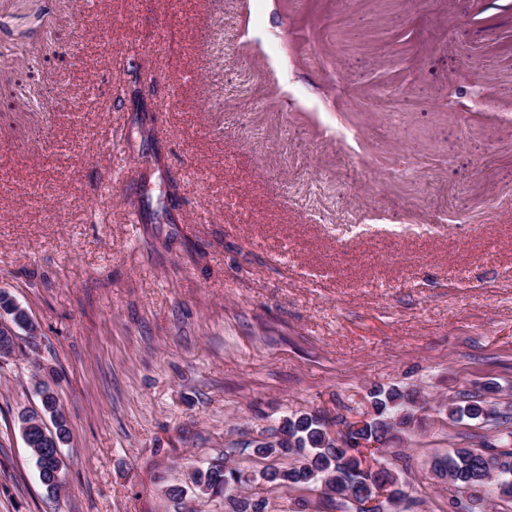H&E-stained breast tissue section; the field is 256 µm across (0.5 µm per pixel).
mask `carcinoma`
<instances>
[{
  "label": "carcinoma",
  "mask_w": 512,
  "mask_h": 512,
  "mask_svg": "<svg viewBox=\"0 0 512 512\" xmlns=\"http://www.w3.org/2000/svg\"><path fill=\"white\" fill-rule=\"evenodd\" d=\"M0 310L11 317L12 326L0 327V344L14 346L15 329L30 331L34 324L27 313L19 310L14 300L0 292ZM43 413L50 415L54 429L46 424L35 425L36 417L25 413L20 425L31 424L28 448L38 468L41 483L50 492L61 484L64 463L57 448L67 440V421L58 407L54 392L46 382L37 385ZM368 406L349 412L359 417L361 427L352 438L356 441L373 440L385 444L396 432L409 429L415 422L418 395L414 391L399 388H372L365 396ZM448 417L462 421H493L499 426L509 423V416L497 412L483 400H463L448 406ZM501 444H485L482 448H458L452 454L438 460L436 468L448 482L449 499L455 506L462 505L466 512H474L470 504L478 500L480 489L495 486L499 498L512 499V431ZM253 455L258 458H293L286 467L269 466L262 471V478L273 489H334L342 485L349 490L350 504L354 512H364L358 504L370 498L377 504L369 512H391L404 499L405 492L398 474L381 465L372 471L369 457L374 452L357 446L341 448L329 434V425L315 413L304 412L284 418L275 439L252 445ZM249 480L242 469L209 468L191 476V483L201 493H218L228 487H243ZM268 502L248 495L227 496V512H267Z\"/></svg>",
  "instance_id": "carcinoma-1"
}]
</instances>
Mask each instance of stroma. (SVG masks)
I'll return each mask as SVG.
<instances>
[{
	"label": "stroma",
	"instance_id": "1",
	"mask_svg": "<svg viewBox=\"0 0 512 512\" xmlns=\"http://www.w3.org/2000/svg\"><path fill=\"white\" fill-rule=\"evenodd\" d=\"M0 512H224L193 470L367 390L400 512H452L435 457L512 416V0H0ZM70 431L41 485L18 428ZM0 310L11 317L12 325L15 328L26 331H31L34 328L27 313L19 310L14 300L2 292H0ZM41 396L43 413L49 414L54 425V431L50 430L45 422L41 420L40 426L33 425L29 434V442L26 439L24 425L26 423H35V416H29L22 413L20 416V431L23 440L30 448L38 468L41 483L50 492H56L61 484V476L64 463L58 456L57 446L61 448L67 440L69 429L67 421L58 407L57 399L48 383L45 381L37 385ZM448 417L456 421H463L464 419L482 420L483 422L495 421L497 426L508 424L510 418L507 414L498 413L484 400L472 399L448 405Z\"/></svg>",
	"mask_w": 512,
	"mask_h": 512
}]
</instances>
